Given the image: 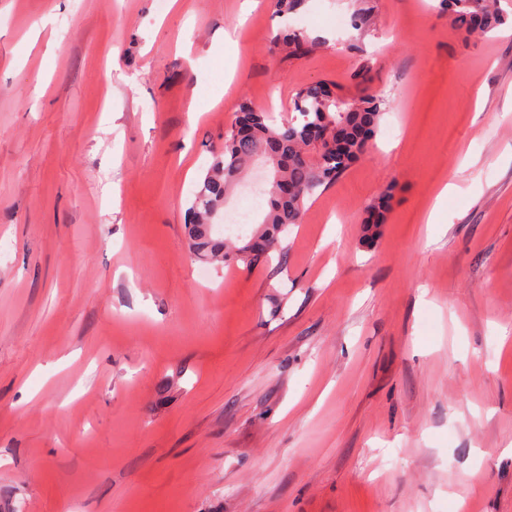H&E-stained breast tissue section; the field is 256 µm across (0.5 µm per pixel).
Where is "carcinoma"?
Masks as SVG:
<instances>
[{
    "instance_id": "cac0c4a2",
    "label": "carcinoma",
    "mask_w": 512,
    "mask_h": 512,
    "mask_svg": "<svg viewBox=\"0 0 512 512\" xmlns=\"http://www.w3.org/2000/svg\"><path fill=\"white\" fill-rule=\"evenodd\" d=\"M442 2L451 26L467 33L490 31L508 22L492 0ZM317 44L296 29L282 39L290 55L309 54ZM354 80V94L344 93L327 81L300 89L293 103L298 116L281 123L251 102L241 103L236 122L240 129L225 133L224 150L213 156L188 209V239L196 258L242 263L247 268L263 263L281 247L288 227L301 222L307 203L319 189L335 182L363 155L377 133L384 100L365 87V69H359ZM258 158L272 173L268 209L262 221L244 242L238 236H216L213 218ZM392 197L393 188L389 187L368 206L363 241L371 243L378 236Z\"/></svg>"
}]
</instances>
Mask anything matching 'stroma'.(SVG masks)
I'll list each match as a JSON object with an SVG mask.
<instances>
[{
  "mask_svg": "<svg viewBox=\"0 0 512 512\" xmlns=\"http://www.w3.org/2000/svg\"><path fill=\"white\" fill-rule=\"evenodd\" d=\"M438 3L0 0V512H512V22ZM362 68L377 133L286 259L191 260L240 102ZM451 26L466 33L486 32L508 22V17L490 0H442ZM318 41L310 39L304 32L296 29L288 30L282 39V45L290 55H305L311 53ZM393 197V187H388L368 206L367 217L363 222V241L373 243L379 233V229L390 210Z\"/></svg>",
  "mask_w": 512,
  "mask_h": 512,
  "instance_id": "stroma-1",
  "label": "stroma"
}]
</instances>
